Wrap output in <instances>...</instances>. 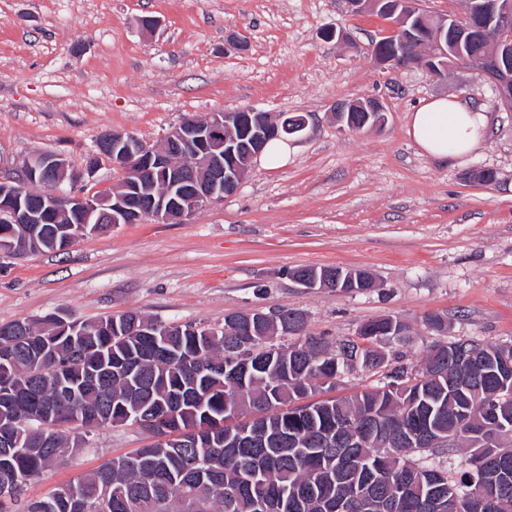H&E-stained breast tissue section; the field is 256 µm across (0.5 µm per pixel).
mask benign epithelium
I'll list each match as a JSON object with an SVG mask.
<instances>
[{
    "instance_id": "1",
    "label": "benign epithelium",
    "mask_w": 512,
    "mask_h": 512,
    "mask_svg": "<svg viewBox=\"0 0 512 512\" xmlns=\"http://www.w3.org/2000/svg\"><path fill=\"white\" fill-rule=\"evenodd\" d=\"M354 15L373 13L385 19L393 39L387 50L374 55L383 68L419 66L435 77L448 73V57H463L472 39V23L480 20L492 36L491 46L481 59L479 74L492 82L501 105L512 112V0H470L465 14L448 18L428 11L422 0H340ZM453 39H448V34ZM364 124L378 128L386 121V108L378 98L341 102L334 108L340 128L353 126L355 113ZM254 108L212 112L208 117L187 126L175 124L159 145L145 143L123 132L104 134L98 154L123 172L119 186L106 194L65 192L61 185L71 179L67 162L57 154H39L22 165L18 180L1 178L0 183L14 188V195L0 203L1 224H25L31 237L41 234L42 224L52 218L58 224L76 210L83 213L80 227L64 229L67 237L99 232V224H137L141 214L132 207L127 183L139 184L147 172L165 167L169 151H186L207 169L205 177L195 183L191 198L178 201L172 192L154 194L143 184L148 210L163 224L187 222L200 207L234 194L252 169L266 141L281 137V128L268 114L253 122ZM41 183L42 207L22 203L19 193L29 182Z\"/></svg>"
}]
</instances>
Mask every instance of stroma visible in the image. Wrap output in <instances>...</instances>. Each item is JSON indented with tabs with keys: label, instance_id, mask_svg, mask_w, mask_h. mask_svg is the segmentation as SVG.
<instances>
[{
	"label": "stroma",
	"instance_id": "35a3bbf8",
	"mask_svg": "<svg viewBox=\"0 0 512 512\" xmlns=\"http://www.w3.org/2000/svg\"><path fill=\"white\" fill-rule=\"evenodd\" d=\"M328 28L346 40H326ZM388 31L341 0H0L2 173L57 153L77 175L73 191L103 193L122 173L103 158L90 165L102 134L154 144L183 116L248 107L309 118L280 167L255 163L233 195L187 223L147 218L61 253L0 258V324L138 311L213 325L288 307L304 314L306 335L331 340L396 317L416 337L405 351L414 364L459 338L512 342V112L475 70L381 68L367 48ZM452 94L488 116L482 147L459 164L431 159L406 135L416 107ZM367 96L384 102V125L340 129L333 106ZM483 169L495 184L477 181ZM304 265L365 270L378 286L306 290L286 276ZM432 314L444 332L428 325ZM147 442L131 426L99 431L24 495L43 497Z\"/></svg>",
	"mask_w": 512,
	"mask_h": 512
}]
</instances>
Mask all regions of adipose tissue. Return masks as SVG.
I'll use <instances>...</instances> for the list:
<instances>
[{"mask_svg": "<svg viewBox=\"0 0 512 512\" xmlns=\"http://www.w3.org/2000/svg\"><path fill=\"white\" fill-rule=\"evenodd\" d=\"M485 127L483 113L451 95L425 101L412 112L407 134L429 156L460 161L481 146Z\"/></svg>", "mask_w": 512, "mask_h": 512, "instance_id": "ef3b65f1", "label": "adipose tissue"}]
</instances>
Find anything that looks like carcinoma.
<instances>
[{"label":"carcinoma","mask_w":512,"mask_h":512,"mask_svg":"<svg viewBox=\"0 0 512 512\" xmlns=\"http://www.w3.org/2000/svg\"><path fill=\"white\" fill-rule=\"evenodd\" d=\"M487 35L476 31L461 66L477 69ZM31 252L64 250L62 224L43 225ZM57 314L0 324V481L26 487L47 468L77 450L63 434L44 438L39 416L58 389H67L81 412L80 435L105 427L133 426L160 418L153 440L128 455L107 460L79 484L89 512H470L480 479L496 484L499 502L512 512V452L486 446L485 408L498 405L500 422L512 425V343L460 339L435 345L419 364L404 362L400 347L412 337L396 317L376 318L356 340L304 337V315L283 307L272 320L241 336L222 325H176L137 312L95 320L74 319L59 328ZM252 356L246 377H232L230 361ZM360 368L386 370L387 383L345 397H319L311 381L336 387ZM269 412L252 422L257 432L244 447L226 440L225 417ZM430 428L458 436L451 448H411L412 433ZM199 462L204 478L221 489L186 507V492ZM438 472L431 488L425 473ZM71 485L24 500L0 512H66Z\"/></svg>","instance_id":"cac0c4a2"}]
</instances>
